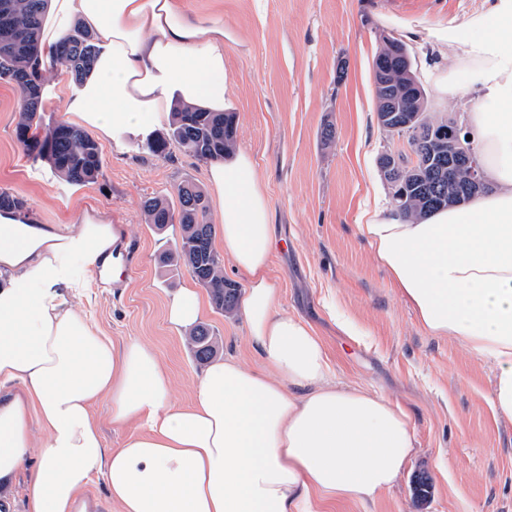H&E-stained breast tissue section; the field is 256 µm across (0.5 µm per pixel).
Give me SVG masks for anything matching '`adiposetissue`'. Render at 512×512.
<instances>
[{
    "label": "adipose tissue",
    "mask_w": 512,
    "mask_h": 512,
    "mask_svg": "<svg viewBox=\"0 0 512 512\" xmlns=\"http://www.w3.org/2000/svg\"><path fill=\"white\" fill-rule=\"evenodd\" d=\"M485 2L466 31L446 24L421 40L438 55L428 72L438 101L459 97L457 73L467 69L495 104L466 115L489 191L419 220L380 209L358 232L424 332L488 361L492 407L512 421V0ZM76 24L100 53L64 112L101 137L149 127L180 104L221 112L233 95L223 18L190 15L180 0H49L43 44ZM206 175L264 366L214 361L184 407L172 403L151 348L115 343L69 299V258L105 285L121 281L126 225L97 211L64 226L0 213V275L11 277L0 286V487L27 475L22 512H302L316 494L374 499L402 473L414 449L410 416L337 382L311 326L275 310L271 214L253 157L236 151ZM203 312L190 286L168 301L178 331ZM104 400L113 425L140 428L122 447L104 444L93 414ZM98 474L105 494L88 497Z\"/></svg>",
    "instance_id": "ef3b65f1"
}]
</instances>
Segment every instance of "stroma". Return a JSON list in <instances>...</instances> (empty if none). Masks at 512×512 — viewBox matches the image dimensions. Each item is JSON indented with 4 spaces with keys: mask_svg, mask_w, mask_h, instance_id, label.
Here are the masks:
<instances>
[{
    "mask_svg": "<svg viewBox=\"0 0 512 512\" xmlns=\"http://www.w3.org/2000/svg\"><path fill=\"white\" fill-rule=\"evenodd\" d=\"M188 11L224 19V56L233 88L236 148L254 157L264 180L276 248L271 273L281 285L276 310L299 316L322 339L333 374L402 407L415 428L414 451L397 483L374 500H347L320 512H512V423L489 401L491 368L462 344L421 330L411 308L356 226L390 193L378 166L402 141L377 123L373 60L381 35L408 41L415 67L424 58L407 26L462 25L481 0H183ZM43 64L40 124L66 122L63 104L77 89L52 51ZM16 87L0 81V192L23 198L39 224H71L77 210H103L128 227L121 286L102 287L80 259L68 262L86 287L73 302L113 341L151 345L168 371L175 402L189 403L201 370L185 333L171 329L166 303L193 277L163 262L181 240L179 224H147L149 198L175 202L190 180L206 185L207 162L171 147L155 156L147 136L116 131L100 141L98 179L72 184L48 160L27 155L14 134ZM335 136L323 141V127ZM218 357L258 368L262 358L241 313L208 306L202 318ZM430 479L426 499L419 476Z\"/></svg>",
    "mask_w": 512,
    "mask_h": 512,
    "instance_id": "1",
    "label": "stroma"
}]
</instances>
